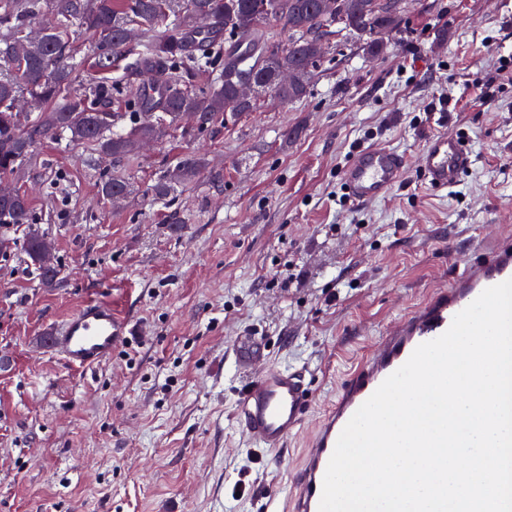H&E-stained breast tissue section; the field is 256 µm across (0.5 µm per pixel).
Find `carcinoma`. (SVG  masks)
Returning <instances> with one entry per match:
<instances>
[{
  "instance_id": "carcinoma-1",
  "label": "carcinoma",
  "mask_w": 512,
  "mask_h": 512,
  "mask_svg": "<svg viewBox=\"0 0 512 512\" xmlns=\"http://www.w3.org/2000/svg\"><path fill=\"white\" fill-rule=\"evenodd\" d=\"M266 2L268 10L261 12L256 0H49L53 25L40 38L28 40L43 0H0V177L16 173L45 139L90 144L120 161L135 156L138 142L157 141L176 130L186 114L197 118L200 130L219 119L227 123L255 107V101L238 98L244 76L253 77L262 93L281 103L302 100L322 60L310 54L314 37L344 31L378 55L402 22L399 14L379 10L375 0H339L334 17L320 11V0H285L287 8L280 12L274 10V0ZM272 28L288 34V47L275 39ZM77 30L94 45L98 72V83L79 96L71 88L82 62L69 50ZM132 45L133 66L155 75L158 95L138 99L128 115L106 112L99 100L109 92L112 62ZM283 67L306 69L308 76L283 85L277 80ZM196 72L208 74L207 87L186 85ZM24 96L38 103L25 130L13 120L17 100ZM125 119L130 121L127 129L119 127ZM204 165L199 154L180 157L154 182L152 196L167 199ZM100 193L119 200L127 195L128 183L113 177ZM30 223L26 195L0 200V255L23 245L39 277L49 284L58 269L42 258L49 252L44 236L31 229L24 241L15 237L17 228Z\"/></svg>"
}]
</instances>
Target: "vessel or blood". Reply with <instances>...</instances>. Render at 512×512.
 I'll return each instance as SVG.
<instances>
[{"mask_svg":"<svg viewBox=\"0 0 512 512\" xmlns=\"http://www.w3.org/2000/svg\"><path fill=\"white\" fill-rule=\"evenodd\" d=\"M472 157L453 133L427 137L418 170L426 184L442 191L454 187L470 169ZM405 156L384 145L360 150L345 166L343 183L359 203L389 195L405 179ZM512 278V238L503 237L490 251L479 253L445 288L434 289L423 306L408 314L343 379L335 401L317 423L291 493L287 512H319L325 472L337 439L355 411L379 385L410 357L414 349L443 334L454 316L486 288ZM128 323L115 316L111 303H84L47 338V344L72 370L99 367L126 339ZM312 393L304 369L269 367L246 381L236 401V417L248 437L269 451L286 448L311 408Z\"/></svg>","mask_w":512,"mask_h":512,"instance_id":"vessel-or-blood-1","label":"vessel or blood"}]
</instances>
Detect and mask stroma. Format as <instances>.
<instances>
[{
  "label": "stroma",
  "instance_id": "stroma-1",
  "mask_svg": "<svg viewBox=\"0 0 512 512\" xmlns=\"http://www.w3.org/2000/svg\"><path fill=\"white\" fill-rule=\"evenodd\" d=\"M112 82L109 112L147 86L124 60ZM436 132L473 153L458 185L434 191L412 166L386 198L348 199L356 146L414 163ZM194 150L206 168L153 199ZM113 175L129 183L116 205L99 192ZM11 181L59 275L46 285L23 251L0 256V512H263L347 370L512 234V0H406L379 55L327 37L303 101L264 96L205 131L186 122L129 160L45 140ZM92 299L136 334L85 374L46 338ZM266 367L311 379L303 428L279 452L233 419L243 382Z\"/></svg>",
  "mask_w": 512,
  "mask_h": 512
}]
</instances>
